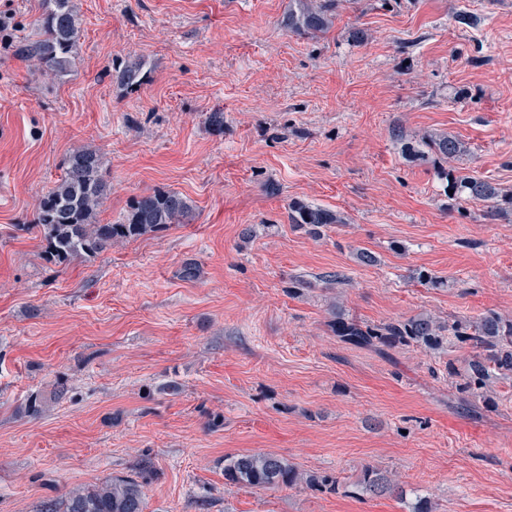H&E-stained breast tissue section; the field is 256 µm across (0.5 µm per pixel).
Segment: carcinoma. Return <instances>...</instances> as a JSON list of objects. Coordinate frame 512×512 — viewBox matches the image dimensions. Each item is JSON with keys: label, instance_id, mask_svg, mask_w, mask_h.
<instances>
[{"label": "carcinoma", "instance_id": "1", "mask_svg": "<svg viewBox=\"0 0 512 512\" xmlns=\"http://www.w3.org/2000/svg\"><path fill=\"white\" fill-rule=\"evenodd\" d=\"M354 0H297L288 14L286 26L297 34L325 33L341 5ZM39 38L25 45L27 60L47 75L57 77L67 71L76 44L80 18L73 0H41ZM145 63L128 61L115 71L116 82L127 88L144 78ZM402 153L409 160H429L448 204L463 207L471 202H490V216L512 217V189L482 177L466 174L456 162L468 148L459 138L427 133L416 143L406 142ZM99 154L81 148L70 154L60 180L39 200L35 222L27 230L40 233L46 261L62 264L75 255L93 256L120 243L149 233L166 230L173 224H186L192 208L180 194L157 190L130 202L119 224L97 223L98 209L107 193L101 175ZM288 222L319 237L330 224L344 223L336 212L302 201L288 204ZM331 329L337 339L357 348L382 353L399 347L419 346L437 351L448 342L470 350V357L459 377V390L469 397L487 398L494 383L512 379V317L488 310L469 320L458 318L444 323L429 313L368 324L346 317L339 304L330 306ZM152 463L141 460L138 470L116 476L92 488L78 487L62 498H45L37 512H144L143 480ZM224 481L245 487L276 488L306 485L314 489L336 490V480L317 472H301L288 460L271 453L237 454L224 457ZM356 488L374 497H406L398 483L380 469H363Z\"/></svg>", "mask_w": 512, "mask_h": 512}]
</instances>
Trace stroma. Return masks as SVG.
Returning <instances> with one entry per match:
<instances>
[{
    "mask_svg": "<svg viewBox=\"0 0 512 512\" xmlns=\"http://www.w3.org/2000/svg\"><path fill=\"white\" fill-rule=\"evenodd\" d=\"M73 2L72 63L50 77L21 51L41 0H0L15 24L0 37V512H36L144 456L146 512H407L352 496L368 465L435 512H512V380L467 398V349L383 356L329 327L335 300L369 324L512 317V219L449 208L400 144L450 133L463 168L512 187V0H357L316 35L285 27L290 0ZM137 57L147 78L127 92L112 73ZM80 148L102 158L100 223L161 188L190 222L46 264L25 226ZM294 199L343 221L312 238L288 222ZM187 262L198 279L182 280ZM335 273L350 286L328 287ZM238 453L339 490L225 484Z\"/></svg>",
    "mask_w": 512,
    "mask_h": 512,
    "instance_id": "stroma-1",
    "label": "stroma"
}]
</instances>
